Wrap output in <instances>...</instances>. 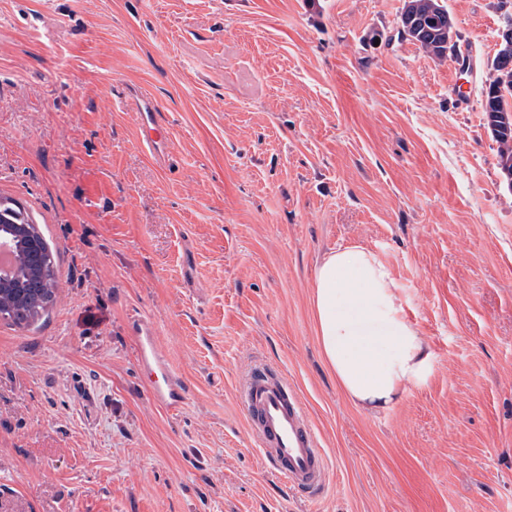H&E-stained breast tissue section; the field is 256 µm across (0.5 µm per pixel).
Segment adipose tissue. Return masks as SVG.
I'll return each instance as SVG.
<instances>
[{
  "mask_svg": "<svg viewBox=\"0 0 512 512\" xmlns=\"http://www.w3.org/2000/svg\"><path fill=\"white\" fill-rule=\"evenodd\" d=\"M312 303L323 358L358 408L390 409L425 382L433 355L377 254L359 245L325 253L315 271Z\"/></svg>",
  "mask_w": 512,
  "mask_h": 512,
  "instance_id": "obj_1",
  "label": "adipose tissue"
}]
</instances>
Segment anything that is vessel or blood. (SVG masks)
Returning <instances> with one entry per match:
<instances>
[{
	"label": "vessel or blood",
	"instance_id": "1",
	"mask_svg": "<svg viewBox=\"0 0 512 512\" xmlns=\"http://www.w3.org/2000/svg\"><path fill=\"white\" fill-rule=\"evenodd\" d=\"M131 109L143 129L145 145L153 153H164L170 132L159 121L153 99L140 98ZM126 331L135 342L138 366L147 377L151 401L166 411H179L188 400V388L171 366L153 321L133 315ZM237 400L264 463L295 491L310 497L319 495L328 480L327 458L295 387L281 372L252 360L243 373Z\"/></svg>",
	"mask_w": 512,
	"mask_h": 512
}]
</instances>
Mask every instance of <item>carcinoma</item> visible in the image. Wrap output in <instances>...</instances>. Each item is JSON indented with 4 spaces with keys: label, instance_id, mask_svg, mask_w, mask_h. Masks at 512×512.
Returning <instances> with one entry per match:
<instances>
[{
    "label": "carcinoma",
    "instance_id": "carcinoma-1",
    "mask_svg": "<svg viewBox=\"0 0 512 512\" xmlns=\"http://www.w3.org/2000/svg\"><path fill=\"white\" fill-rule=\"evenodd\" d=\"M454 24L442 0H404L399 15L397 35L418 44L432 59L443 61L456 52L459 45H446ZM492 137L498 144V165L504 178L512 177V103L488 96L482 105ZM48 259L49 278L39 283L18 280L16 292L27 295L30 302L14 304L6 310L8 320L18 328L30 326L50 305L58 288L55 256L48 244H43Z\"/></svg>",
    "mask_w": 512,
    "mask_h": 512
}]
</instances>
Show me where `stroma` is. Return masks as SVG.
I'll list each match as a JSON object with an SVG mask.
<instances>
[{
  "instance_id": "35a3bbf8",
  "label": "stroma",
  "mask_w": 512,
  "mask_h": 512,
  "mask_svg": "<svg viewBox=\"0 0 512 512\" xmlns=\"http://www.w3.org/2000/svg\"><path fill=\"white\" fill-rule=\"evenodd\" d=\"M404 0H0V197L59 288L0 319V512H512V188L481 108L500 0H444L473 73L396 39ZM152 98L158 158L121 103ZM393 271L434 355L389 410L325 364L322 255ZM190 397H147L130 315ZM265 360L331 479L262 465L236 401ZM43 244V251L48 259V268L50 270L49 278L39 283H29L26 280H18L14 288L17 293L27 295L30 302L26 304L10 305L6 310L8 320L18 328L30 326L36 318L50 305L58 288L56 277V262L52 250L37 229Z\"/></svg>"
}]
</instances>
